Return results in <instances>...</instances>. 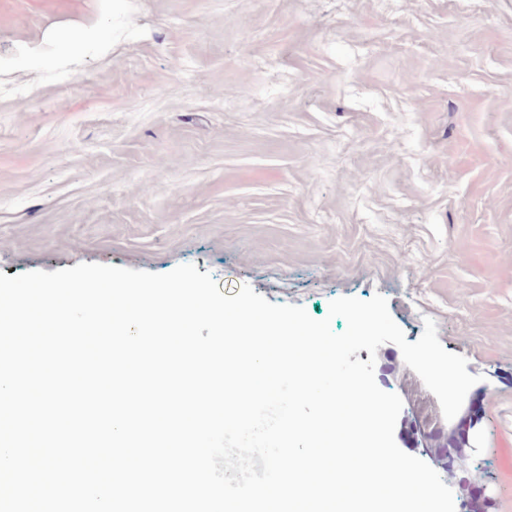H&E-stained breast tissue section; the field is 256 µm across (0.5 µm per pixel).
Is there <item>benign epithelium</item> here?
I'll return each instance as SVG.
<instances>
[{"label":"benign epithelium","instance_id":"obj_1","mask_svg":"<svg viewBox=\"0 0 512 512\" xmlns=\"http://www.w3.org/2000/svg\"><path fill=\"white\" fill-rule=\"evenodd\" d=\"M381 377L386 383L391 377L399 380V388L407 400L402 425L409 445L428 456L448 482L457 485L461 512H470L476 503L480 505L479 512H490L492 501L484 494L486 475L468 465L469 451L474 448L473 431L480 422L476 401H469L454 419L447 421L433 411L429 399L419 391L406 366L385 369L381 371Z\"/></svg>","mask_w":512,"mask_h":512}]
</instances>
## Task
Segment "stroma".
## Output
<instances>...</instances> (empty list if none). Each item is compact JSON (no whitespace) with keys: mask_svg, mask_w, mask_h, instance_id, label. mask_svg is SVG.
<instances>
[{"mask_svg":"<svg viewBox=\"0 0 512 512\" xmlns=\"http://www.w3.org/2000/svg\"><path fill=\"white\" fill-rule=\"evenodd\" d=\"M84 262L432 318L512 512V0H0V272Z\"/></svg>","mask_w":512,"mask_h":512,"instance_id":"1","label":"stroma"}]
</instances>
